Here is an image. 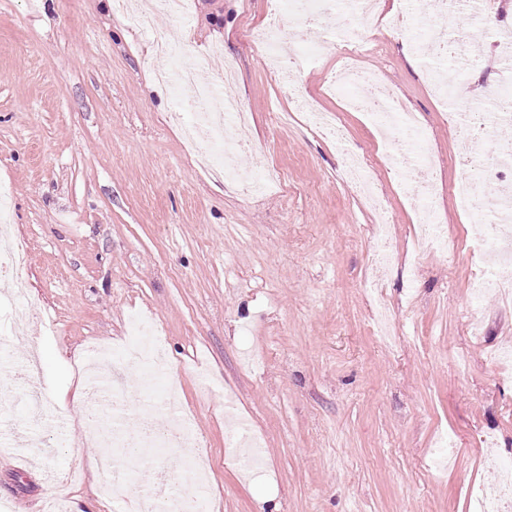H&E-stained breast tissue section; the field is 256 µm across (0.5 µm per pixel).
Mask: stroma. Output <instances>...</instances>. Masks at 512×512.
Here are the masks:
<instances>
[{"instance_id":"obj_1","label":"stroma","mask_w":512,"mask_h":512,"mask_svg":"<svg viewBox=\"0 0 512 512\" xmlns=\"http://www.w3.org/2000/svg\"><path fill=\"white\" fill-rule=\"evenodd\" d=\"M384 2L400 27L362 32L361 65L419 117L440 221L458 245L449 255L419 251L391 147L326 94L342 47L292 57L289 85L248 42L269 0H190L185 20L159 16L150 33L100 0H0V184L29 250L25 301L0 279V333L14 342L0 355V439L46 444L0 452V505L47 512L56 489L69 512H121L100 492L101 450L81 424L97 404L120 405L131 434L160 402L190 417L202 448L167 450L156 464L188 491V463L206 455L216 512H469L473 489L495 481L488 452L512 458V377L486 354L512 348V303L470 299L481 244L453 192L470 148L435 100V56L412 42L438 15L403 18L396 0ZM159 33L210 57L200 82L220 85L234 60L250 114L241 164L279 172L287 191L257 194L198 167L169 123L196 111L155 77ZM472 52L464 98L512 85L491 38ZM298 96L339 115L344 143L303 124ZM349 152L365 157L389 211L393 266L373 265L376 218L339 181ZM380 298L397 326L389 342L373 332ZM22 306L32 314L23 327ZM134 316L163 336L165 373L148 384L137 368L106 369L121 393L95 402L81 365L90 346L121 349ZM30 342L38 375L21 388L12 377ZM60 396L80 408L61 410ZM232 413L263 445V476L224 462ZM443 435L458 448L445 469L434 462Z\"/></svg>"}]
</instances>
